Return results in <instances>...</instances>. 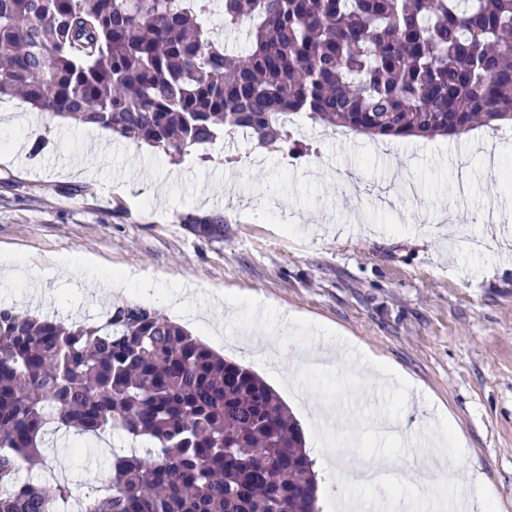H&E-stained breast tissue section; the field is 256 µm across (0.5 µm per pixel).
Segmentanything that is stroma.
Masks as SVG:
<instances>
[{"label": "stroma", "instance_id": "obj_1", "mask_svg": "<svg viewBox=\"0 0 512 512\" xmlns=\"http://www.w3.org/2000/svg\"><path fill=\"white\" fill-rule=\"evenodd\" d=\"M309 153L258 149L253 139L188 149L179 160L141 142L113 138L109 156L88 151L86 126L41 117L0 126V304L60 320L95 321L132 301L167 311L178 288L204 308L219 299L232 320L190 325L225 359L261 378L280 343L296 351L337 345L334 368L311 367L301 388L280 397L300 424L318 477L319 512L343 492L366 503L379 491L348 490L350 452L385 469L400 496H414V456L453 428L465 455L444 454L446 476L472 470L491 492L486 512H512V124L458 136L377 139L306 122ZM222 153V164L212 162ZM260 153L245 164L246 155ZM467 173L469 217L450 220L452 189ZM501 209L496 235L478 216ZM200 209L227 216L209 238L182 224ZM484 237L458 251L459 231ZM125 270L137 277L115 288ZM303 324L289 332L284 313ZM261 345L244 355L241 334ZM367 347L418 386L384 383L355 354ZM338 412L320 432L311 406ZM446 411L452 426L438 421ZM41 467L20 479L78 495L111 476L102 444L49 432Z\"/></svg>", "mask_w": 512, "mask_h": 512}]
</instances>
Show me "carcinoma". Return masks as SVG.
<instances>
[{"mask_svg": "<svg viewBox=\"0 0 512 512\" xmlns=\"http://www.w3.org/2000/svg\"><path fill=\"white\" fill-rule=\"evenodd\" d=\"M0 0V95L179 157L229 128L304 151L288 117L431 138L512 117V0ZM220 235L223 215L193 211ZM50 426L112 454L84 512H316L304 433L257 373L134 302L66 325L0 307V512H59L18 479Z\"/></svg>", "mask_w": 512, "mask_h": 512, "instance_id": "cac0c4a2", "label": "carcinoma"}]
</instances>
